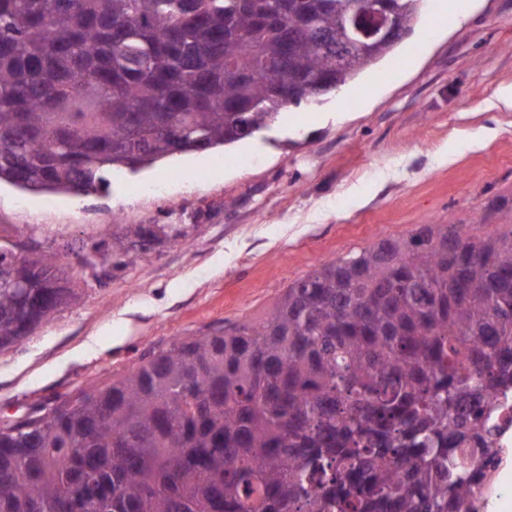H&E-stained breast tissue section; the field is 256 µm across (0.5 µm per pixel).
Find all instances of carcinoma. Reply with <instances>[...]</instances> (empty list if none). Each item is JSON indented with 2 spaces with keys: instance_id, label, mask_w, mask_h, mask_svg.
Segmentation results:
<instances>
[{
  "instance_id": "carcinoma-1",
  "label": "carcinoma",
  "mask_w": 512,
  "mask_h": 512,
  "mask_svg": "<svg viewBox=\"0 0 512 512\" xmlns=\"http://www.w3.org/2000/svg\"><path fill=\"white\" fill-rule=\"evenodd\" d=\"M394 2L413 27L420 0ZM358 6L0 0V181L97 191L115 167L238 142L394 54L333 65ZM63 271L0 257V349L75 298ZM54 400L0 426V512H479L512 424V230L422 224L324 262L258 322Z\"/></svg>"
}]
</instances>
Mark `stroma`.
Listing matches in <instances>:
<instances>
[{
  "instance_id": "obj_1",
  "label": "stroma",
  "mask_w": 512,
  "mask_h": 512,
  "mask_svg": "<svg viewBox=\"0 0 512 512\" xmlns=\"http://www.w3.org/2000/svg\"><path fill=\"white\" fill-rule=\"evenodd\" d=\"M425 0L393 58L230 146L113 173L104 193L0 182V244L60 255L76 299L0 350V421L176 336L263 319L330 259L422 224L512 229V0ZM324 113L321 123L312 117ZM126 224L154 238L112 244Z\"/></svg>"
}]
</instances>
